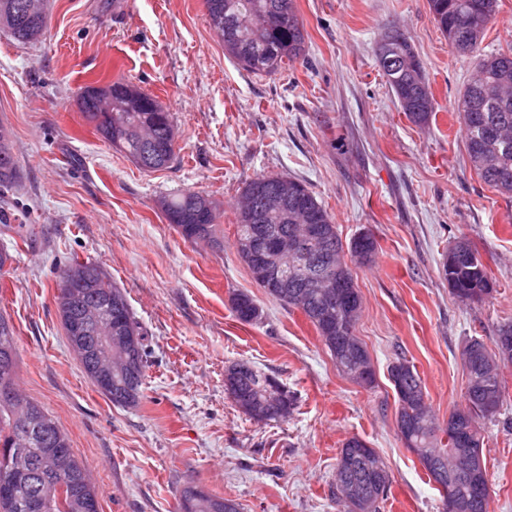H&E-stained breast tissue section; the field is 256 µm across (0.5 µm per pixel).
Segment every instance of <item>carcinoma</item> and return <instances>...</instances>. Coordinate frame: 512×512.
I'll use <instances>...</instances> for the list:
<instances>
[{
  "mask_svg": "<svg viewBox=\"0 0 512 512\" xmlns=\"http://www.w3.org/2000/svg\"><path fill=\"white\" fill-rule=\"evenodd\" d=\"M429 10L442 32L455 50L463 55L477 58V73L468 83L458 99L465 129V151L471 168L484 184L504 198L512 200V49H481L488 26L498 13V0H428ZM210 20L224 25V51L246 71L254 74H274L287 61H307L308 48L303 23L298 18L294 0H205ZM379 69L386 79L392 95L402 112L415 124L425 125L435 116V99L425 68L415 54L407 37L397 31L386 32L377 54ZM112 89V123L126 124L135 129L152 133V140L144 141L137 134H129L115 143L109 138L106 120L93 111L95 86L80 88L78 97L83 99L80 111L93 124L100 137L113 148L123 152L133 162L147 154L158 158L167 152L168 132L172 128L170 115L151 95L143 92L131 82L117 80L109 85ZM20 179V171L14 156L6 154L0 145V225L11 228L4 194ZM281 177L259 175L246 182L243 191L252 193L257 201L275 191ZM292 189L288 211L273 208L265 212L264 219L257 224L244 212H237V240H250L257 230L275 235L288 232L292 224L311 223L323 228L321 237L309 245L312 267L322 270L336 266L345 250L360 249L364 256L377 252V240L367 230L343 243L331 214L316 194L302 181L288 179ZM196 192H185L162 200L167 219L175 221L194 208ZM217 224V208H212L200 223L183 225L181 236L192 241L196 236L215 245H220ZM461 262L448 267L442 262L441 275L448 282L451 293L466 303H480L496 291V280L487 268L472 263L478 252L472 242L460 237L456 240ZM71 279L72 287L79 289L91 282L89 298L104 301L110 316H119L121 335L112 336V350H121L125 360L120 363L121 373H112V379H100L92 368L96 344L102 340L98 333L91 332L79 338L67 337L79 349L73 350L85 374L99 391L114 405L135 407L143 398V384L148 367L145 345L146 331L133 317L125 292L112 284L106 271L98 264L86 261L78 263L71 259L59 272V278ZM303 291L308 306L305 316L315 327L323 344L330 352L337 369L353 382L368 359V353L359 354L345 346L346 337L355 332L361 305L348 306L344 299L336 300L329 318L322 317L324 299L317 288H302L297 279H288V294ZM231 309L238 320L252 323L260 319L261 309L248 293L233 295ZM477 349L470 360L466 373L464 404L450 411L455 421L442 427L431 411H417L418 403L414 390L423 388L421 377L409 360L396 358L390 367L389 376L396 377L402 392L406 431L400 440L410 448H426L440 459L448 450L463 446L475 450L483 448L484 439L479 430L467 437L465 444L454 441L451 432L459 421L471 415L477 419L492 420L503 403L504 388L498 370L488 367V359L496 352L486 348L477 338L467 341ZM9 352L10 362L0 366V389L10 388L17 392V400L0 398V452H20L29 459L27 472L14 478L17 493L0 491V512H31L30 502L46 496L48 488L39 475L44 450L60 440L69 445L66 434L56 421L37 403L19 393L17 382V337L11 322L0 314V357ZM232 387L225 388L235 405L246 404L266 410L265 422L286 419L296 406L295 396L274 378L261 374L247 361L235 363ZM43 427L46 439H28L25 427ZM387 468L384 460L368 444L358 438L347 439L336 459V481H349L370 492V512H381L391 482H380L379 469ZM99 499L96 489L84 495H66L65 507L60 510L44 508L42 512H90L88 502ZM223 497L206 494L192 495L191 488L182 491L180 512H241L239 503L232 502L229 509H222Z\"/></svg>",
  "mask_w": 512,
  "mask_h": 512,
  "instance_id": "cac0c4a2",
  "label": "carcinoma"
}]
</instances>
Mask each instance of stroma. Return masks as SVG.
I'll return each mask as SVG.
<instances>
[{
	"mask_svg": "<svg viewBox=\"0 0 512 512\" xmlns=\"http://www.w3.org/2000/svg\"><path fill=\"white\" fill-rule=\"evenodd\" d=\"M47 27L29 43L0 28V125L12 133L21 180L0 248V312L19 344L20 387L67 434L99 493L101 512H179L184 487L239 502L243 512H338L343 443L359 437L387 463L382 512H442L436 485L396 433L388 376L396 355L417 368L439 420L463 401L461 350L493 346L512 322V202L470 167L456 104L476 71L438 29L427 0H294L308 62L272 75L224 52L204 0H42ZM401 29L438 104L429 125L400 112L377 63ZM123 79L153 95L177 135L171 168L146 172L112 148L76 105L80 87ZM307 183L342 240L372 229V263L353 269L356 334L375 388L338 372L304 315L267 296L234 247L244 184L258 175ZM187 191L217 206L223 249L185 241L162 198ZM467 237L497 282L465 304L440 276ZM101 265L147 331L150 362L138 406L112 404L84 374L55 304L71 258ZM254 296L253 323L231 310ZM247 360L295 393L287 420H251L224 390ZM503 407L483 423L491 512H512V364ZM231 309L238 320L245 323H252L260 319L261 309L257 301L244 292L236 293L231 299Z\"/></svg>",
	"mask_w": 512,
	"mask_h": 512,
	"instance_id": "obj_1",
	"label": "stroma"
}]
</instances>
